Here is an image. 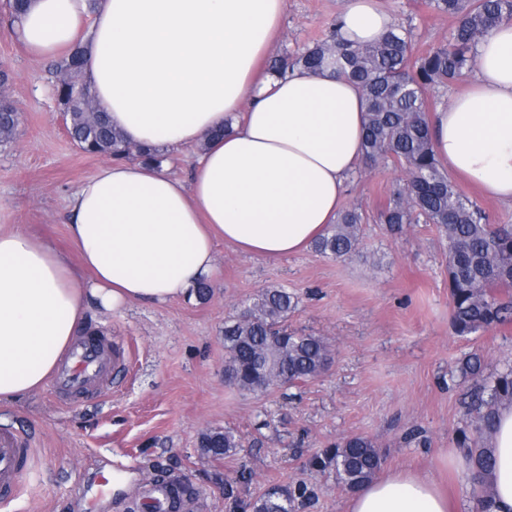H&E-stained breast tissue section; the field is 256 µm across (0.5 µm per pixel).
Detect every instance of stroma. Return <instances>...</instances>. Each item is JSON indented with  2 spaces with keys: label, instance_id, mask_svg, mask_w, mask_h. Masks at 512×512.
Instances as JSON below:
<instances>
[{
  "label": "stroma",
  "instance_id": "obj_1",
  "mask_svg": "<svg viewBox=\"0 0 512 512\" xmlns=\"http://www.w3.org/2000/svg\"><path fill=\"white\" fill-rule=\"evenodd\" d=\"M381 2L395 23L412 27L420 50L444 42L454 25L429 0ZM287 4L278 56L320 35L344 0ZM52 65L0 36L6 95L20 114L13 141L0 147V224L21 225L66 250L67 199L104 159L68 138ZM401 181L388 162L362 167L348 180L343 207L368 217L352 256L333 259L310 249L264 258L221 243V279L208 301L134 303L90 323L89 331L105 333L125 351V368L100 394L69 399L44 387L0 405V428L31 437L34 471L19 500L0 504V512H142L148 482L163 478L193 484L197 498L187 512H234L224 484L243 470L252 479L237 485L239 501L303 484L313 499L300 512H349L350 491L313 457L352 435L378 445L383 472H432L466 508L472 483L441 464L472 428L467 402L477 383L462 378L458 366L471 353L488 373L511 364L512 324L468 337L452 333L445 239L432 224H407L392 235L378 219ZM272 287L298 294L289 326L323 337L333 362L304 385L246 395L224 379V322ZM224 429L235 432L239 448L220 460L203 455L201 435Z\"/></svg>",
  "mask_w": 512,
  "mask_h": 512
}]
</instances>
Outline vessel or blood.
<instances>
[{"mask_svg": "<svg viewBox=\"0 0 512 512\" xmlns=\"http://www.w3.org/2000/svg\"><path fill=\"white\" fill-rule=\"evenodd\" d=\"M124 362L123 350L113 347L108 339L84 338L64 354L50 391L75 399L84 397L101 386ZM29 456L26 441L9 430H0V499L8 501L15 497Z\"/></svg>", "mask_w": 512, "mask_h": 512, "instance_id": "1", "label": "vessel or blood"}]
</instances>
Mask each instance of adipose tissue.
I'll return each mask as SVG.
<instances>
[{"instance_id": "obj_1", "label": "adipose tissue", "mask_w": 512, "mask_h": 512, "mask_svg": "<svg viewBox=\"0 0 512 512\" xmlns=\"http://www.w3.org/2000/svg\"><path fill=\"white\" fill-rule=\"evenodd\" d=\"M287 0H30L4 32L31 56L87 45L86 74L114 127L135 145L197 147L189 179L168 164L110 162L67 201L70 250L0 225V403L40 390L91 320L134 302L189 298L217 282L214 244L279 257L335 224L364 164L361 88L327 70L277 75L264 64ZM352 45L394 26L379 0H346ZM439 161L512 204V22L476 47L471 88L431 116ZM483 480L512 512V403L487 438ZM350 512H455L435 476L396 472L359 487Z\"/></svg>"}]
</instances>
